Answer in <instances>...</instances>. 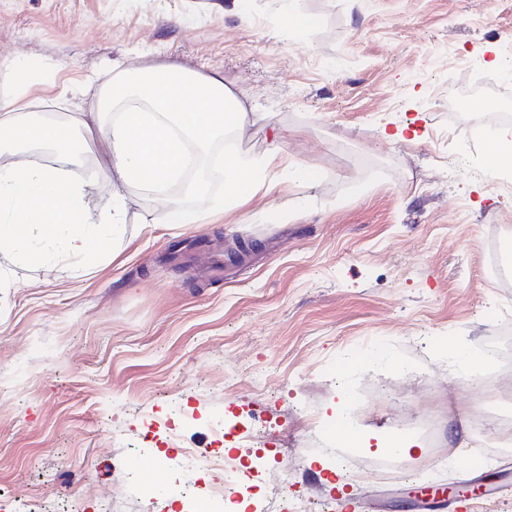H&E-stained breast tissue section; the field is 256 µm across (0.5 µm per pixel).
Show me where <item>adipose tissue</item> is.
<instances>
[{
	"label": "adipose tissue",
	"instance_id": "adipose-tissue-1",
	"mask_svg": "<svg viewBox=\"0 0 512 512\" xmlns=\"http://www.w3.org/2000/svg\"><path fill=\"white\" fill-rule=\"evenodd\" d=\"M130 93L136 104L113 113L104 135L111 156L107 174L120 187L111 206L99 212L89 207L93 178L24 163L1 166L0 250L33 261L52 255L83 259L98 251L107 234H120L127 222L121 189L129 185L158 195L161 208L150 223L199 222V213L173 206L163 191L180 181L188 150L208 153L217 133L242 128L246 109L220 77L177 68L116 75L102 97L110 104ZM0 126L11 141L48 143L68 159L77 156L69 123L18 111L13 97L0 96ZM266 165L263 159L232 157L224 165L226 199L233 204L244 199Z\"/></svg>",
	"mask_w": 512,
	"mask_h": 512
}]
</instances>
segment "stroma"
<instances>
[{
  "label": "stroma",
  "mask_w": 512,
  "mask_h": 512,
  "mask_svg": "<svg viewBox=\"0 0 512 512\" xmlns=\"http://www.w3.org/2000/svg\"><path fill=\"white\" fill-rule=\"evenodd\" d=\"M283 5L0 0V95L66 119L82 172L98 174L90 207L119 191L128 214L81 275L0 252V512H66L75 492L80 512H186L178 489L193 482L225 483L223 512H290L299 497L347 512L363 493L394 512L412 489L458 481L472 454L512 470V446L474 422L486 377L456 358L512 351V275L491 268L512 245V191L455 131L484 94L447 99L470 79L462 55L504 76L512 103V0H305L297 35ZM151 67L222 77L248 109L240 152L282 142L247 200L225 204L218 182L189 204L201 222L151 224L155 197L103 174L82 121L114 73ZM369 338L384 347L366 367ZM429 400L449 460L428 446L383 474L322 444L335 405L387 439ZM306 412L318 429L299 425ZM216 420L233 436L218 441ZM218 446L223 468L186 465L166 494L140 495L155 449Z\"/></svg>",
  "instance_id": "1"
}]
</instances>
